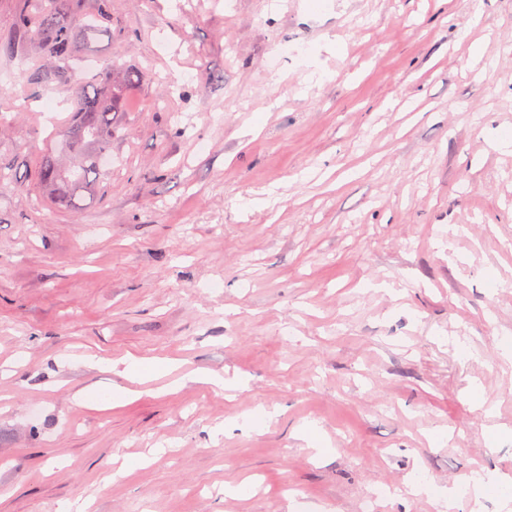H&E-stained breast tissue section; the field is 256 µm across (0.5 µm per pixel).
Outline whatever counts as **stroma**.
Listing matches in <instances>:
<instances>
[{
    "mask_svg": "<svg viewBox=\"0 0 512 512\" xmlns=\"http://www.w3.org/2000/svg\"><path fill=\"white\" fill-rule=\"evenodd\" d=\"M39 4L0 0V512H436L419 473L470 512L512 479V0H110L66 69L4 50ZM115 62L112 167L48 203L74 77ZM511 482H505L491 475L481 477L474 486L471 512L481 511V499L487 497H509Z\"/></svg>",
    "mask_w": 512,
    "mask_h": 512,
    "instance_id": "1",
    "label": "stroma"
}]
</instances>
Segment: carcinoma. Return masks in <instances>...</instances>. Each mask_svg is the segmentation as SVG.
<instances>
[{"label": "carcinoma", "mask_w": 512, "mask_h": 512, "mask_svg": "<svg viewBox=\"0 0 512 512\" xmlns=\"http://www.w3.org/2000/svg\"><path fill=\"white\" fill-rule=\"evenodd\" d=\"M51 5L37 14L20 8L17 32L34 39L50 58L68 65L72 58L73 35L87 36L97 23L111 21L110 0H98V14L90 22L73 12L67 0H50ZM135 75L126 71L120 84L107 88L84 77L74 79V114L58 129L56 145L80 159L79 171L73 172L58 163L55 153L43 157L35 171V181L52 196L63 198L79 208L82 192L91 189L103 172L101 161L112 156V109L122 88L133 83Z\"/></svg>", "instance_id": "obj_1"}]
</instances>
